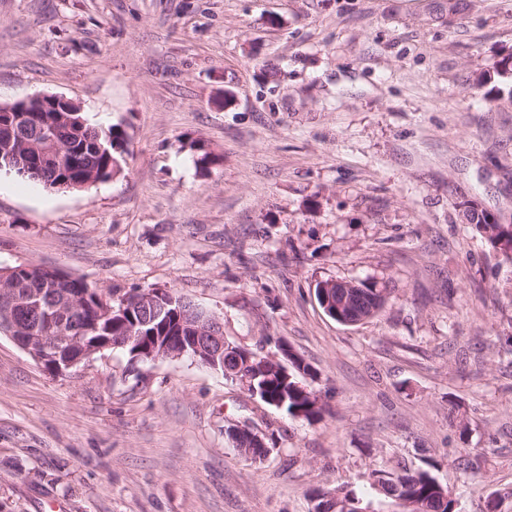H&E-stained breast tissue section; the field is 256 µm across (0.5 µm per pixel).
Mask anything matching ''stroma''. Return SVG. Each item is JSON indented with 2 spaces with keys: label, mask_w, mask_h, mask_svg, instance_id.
I'll list each match as a JSON object with an SVG mask.
<instances>
[{
  "label": "stroma",
  "mask_w": 512,
  "mask_h": 512,
  "mask_svg": "<svg viewBox=\"0 0 512 512\" xmlns=\"http://www.w3.org/2000/svg\"><path fill=\"white\" fill-rule=\"evenodd\" d=\"M510 53L512 0H0V105L66 97L129 149L81 191L1 170L0 266L171 289L229 342L290 345L327 408L119 351L53 377L0 334V512H310L428 463L463 512H512V264L459 209L512 224V100L472 85ZM326 279L386 304L339 324ZM313 494L320 497L318 506L322 508L319 512H341L342 504L349 503L351 507L358 508L362 506L356 505L360 500L351 491H345L342 488L328 489V490H314Z\"/></svg>",
  "instance_id": "obj_1"
}]
</instances>
